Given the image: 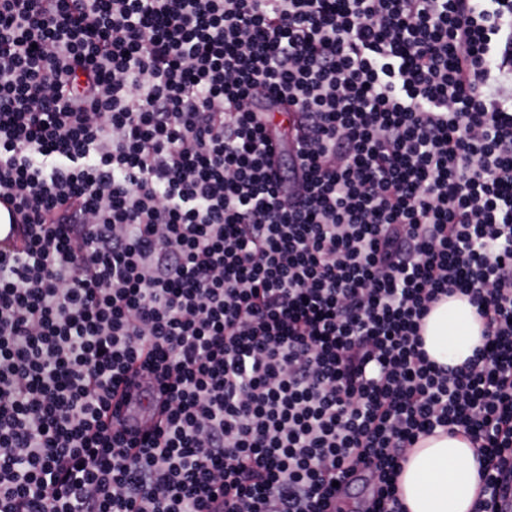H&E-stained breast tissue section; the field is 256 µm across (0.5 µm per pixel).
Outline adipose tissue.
I'll use <instances>...</instances> for the list:
<instances>
[{"label":"adipose tissue","mask_w":512,"mask_h":512,"mask_svg":"<svg viewBox=\"0 0 512 512\" xmlns=\"http://www.w3.org/2000/svg\"><path fill=\"white\" fill-rule=\"evenodd\" d=\"M482 331L475 306L456 294L436 304L427 316L424 349L438 364L458 367L484 345ZM478 483L470 443L440 430L409 451L399 477L406 512H473Z\"/></svg>","instance_id":"adipose-tissue-1"}]
</instances>
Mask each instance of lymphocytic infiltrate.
<instances>
[{"mask_svg": "<svg viewBox=\"0 0 512 512\" xmlns=\"http://www.w3.org/2000/svg\"><path fill=\"white\" fill-rule=\"evenodd\" d=\"M0 200V512H512V0H0ZM483 325L467 296L456 294L436 304L423 326L424 349L445 367H458L485 343ZM478 483L470 443L440 428L409 451L399 477L405 512H473Z\"/></svg>", "mask_w": 512, "mask_h": 512, "instance_id": "obj_1", "label": "lymphocytic infiltrate"}]
</instances>
